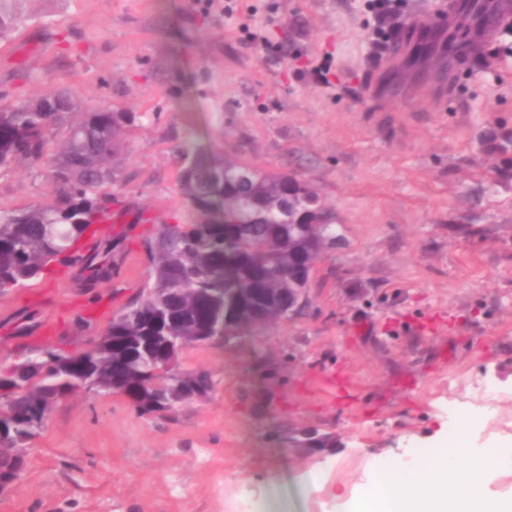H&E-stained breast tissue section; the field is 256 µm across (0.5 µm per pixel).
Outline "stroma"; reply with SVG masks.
I'll list each match as a JSON object with an SVG mask.
<instances>
[{
    "label": "stroma",
    "instance_id": "1",
    "mask_svg": "<svg viewBox=\"0 0 512 512\" xmlns=\"http://www.w3.org/2000/svg\"><path fill=\"white\" fill-rule=\"evenodd\" d=\"M437 0H23L0 37V104L57 90L133 113L115 192L145 229L191 224L183 150L295 174L336 212L341 242L315 266L311 304L229 345L184 351L207 398L140 415L125 395L55 403L23 450L0 512H336L375 469L416 459L467 424L508 442L490 485L512 493V32L481 49L486 0H459L481 65L436 45L393 56L387 22L447 30ZM44 162L0 169V208L51 202ZM482 228L479 236L469 227ZM130 244L118 277L86 293L55 278L0 295V364L60 322L67 352L96 343L90 296L120 308L144 279ZM500 397L487 408L475 392ZM329 434L293 448L289 432ZM322 473L320 491L302 476Z\"/></svg>",
    "mask_w": 512,
    "mask_h": 512
}]
</instances>
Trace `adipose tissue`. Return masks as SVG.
<instances>
[{
  "label": "adipose tissue",
  "instance_id": "obj_1",
  "mask_svg": "<svg viewBox=\"0 0 512 512\" xmlns=\"http://www.w3.org/2000/svg\"><path fill=\"white\" fill-rule=\"evenodd\" d=\"M501 456L500 443L470 447L466 427H458L449 446L409 465L379 469L339 512H512V496L488 488Z\"/></svg>",
  "mask_w": 512,
  "mask_h": 512
}]
</instances>
